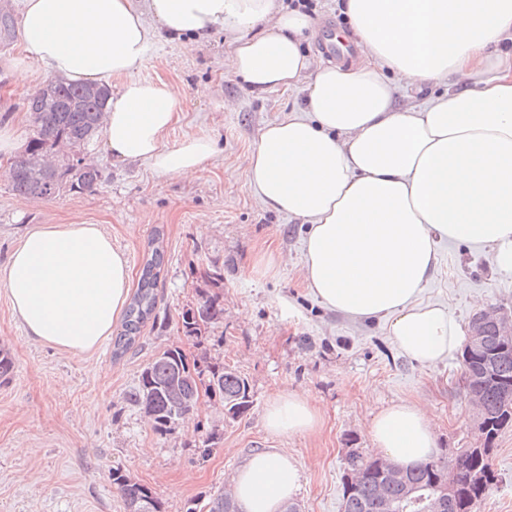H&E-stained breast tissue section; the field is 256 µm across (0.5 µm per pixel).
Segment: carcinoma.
I'll use <instances>...</instances> for the list:
<instances>
[{"mask_svg": "<svg viewBox=\"0 0 512 512\" xmlns=\"http://www.w3.org/2000/svg\"><path fill=\"white\" fill-rule=\"evenodd\" d=\"M109 90L97 98L86 95L85 87L56 81L47 92L40 89L28 98L29 110L38 112L39 122L21 163L11 166V187L21 196L51 200L68 189L91 191L101 172L84 162V152L98 133ZM164 266L160 232L149 242V252L139 271L136 290L125 310L120 332L112 339V357L120 358L140 338L146 323L156 318L157 287ZM205 289L193 308L181 315V332L192 339L203 337L210 327L224 319V299L217 289L224 286V267L214 263L201 275ZM462 389L476 395L485 409V436L478 448H458L451 458L432 459L414 470L405 471L404 481L386 479L388 463L359 448L347 449L343 473V512H384L388 501L393 510L407 503L405 486L417 495L430 496L443 485L448 465L458 472L452 490V512H473L496 485L491 466L495 441L512 425V339L503 340L489 328L484 345L463 351ZM219 396L225 414L232 420L253 406L251 386L237 370L205 359L189 361L179 347L165 349L142 370L133 401L166 433L193 413L199 388ZM112 483L120 491L125 508L139 512H161L152 491L129 474L115 469ZM209 512H239L229 494L210 500Z\"/></svg>", "mask_w": 512, "mask_h": 512, "instance_id": "obj_1", "label": "carcinoma"}]
</instances>
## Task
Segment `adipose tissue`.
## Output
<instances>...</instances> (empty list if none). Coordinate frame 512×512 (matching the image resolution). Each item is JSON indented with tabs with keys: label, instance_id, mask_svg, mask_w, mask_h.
I'll list each match as a JSON object with an SVG mask.
<instances>
[{
	"label": "adipose tissue",
	"instance_id": "ef3b65f1",
	"mask_svg": "<svg viewBox=\"0 0 512 512\" xmlns=\"http://www.w3.org/2000/svg\"><path fill=\"white\" fill-rule=\"evenodd\" d=\"M349 64L304 54L315 23L277 0H23V48L10 64L25 84L34 64L81 84L116 82L102 126L121 161L148 160L162 176L195 178L216 148L204 136L170 146L182 110L172 84L137 77L153 40L224 31L231 69L257 92L302 88L303 105L262 130L245 177L266 207L308 226L303 276L327 309L381 320L397 348L432 367L467 333L423 292L440 243L486 247L512 275V0H346ZM426 90L401 107L404 90ZM0 290L32 340L84 353L110 335L129 294V264L97 224H40L0 265ZM310 397L267 405L268 434L313 432ZM373 445L409 469L435 458L429 412L401 400L374 414ZM300 475L265 448L237 469L241 512H284Z\"/></svg>",
	"mask_w": 512,
	"mask_h": 512
}]
</instances>
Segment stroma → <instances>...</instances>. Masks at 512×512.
Returning <instances> with one entry per match:
<instances>
[{
	"instance_id": "obj_1",
	"label": "stroma",
	"mask_w": 512,
	"mask_h": 512,
	"mask_svg": "<svg viewBox=\"0 0 512 512\" xmlns=\"http://www.w3.org/2000/svg\"><path fill=\"white\" fill-rule=\"evenodd\" d=\"M18 9L19 0H0V126L12 125L27 141L33 126L26 99L50 76L36 67L22 86L6 70L19 51ZM230 51L220 30L204 40L162 38L138 71L182 91L183 110L167 145L190 135L216 141L218 151L198 179L112 159L98 136L88 148L101 172L93 191L24 200L0 178V264L36 224L100 225L134 272L154 233H162L165 250L157 320L117 360L108 339L84 354L32 341L0 291V348L14 362L0 378V512H125L112 483L116 467L147 486L162 512H189L225 490L244 458L261 448L282 449L297 462L302 483L292 501L301 512H342L344 452L374 453L370 421L393 400L431 411L441 454L483 442L459 386L461 358L422 367L399 352L383 323L349 321L305 287V224L261 204L244 174L263 127L300 107L302 93L251 92L230 68ZM201 86L208 96L196 95ZM215 263L224 267V319L196 341L183 336L181 315L196 306L201 274ZM424 297L466 325L481 308L512 314V276L495 270L489 248L444 243ZM170 346L247 377L251 410L228 420L220 397L205 393L185 422L157 433L131 394L145 365ZM282 391L314 399L321 414L314 432H266L265 408ZM210 435L215 443L205 457L200 446ZM492 467L497 484L476 512H512V427L497 438Z\"/></svg>"
}]
</instances>
